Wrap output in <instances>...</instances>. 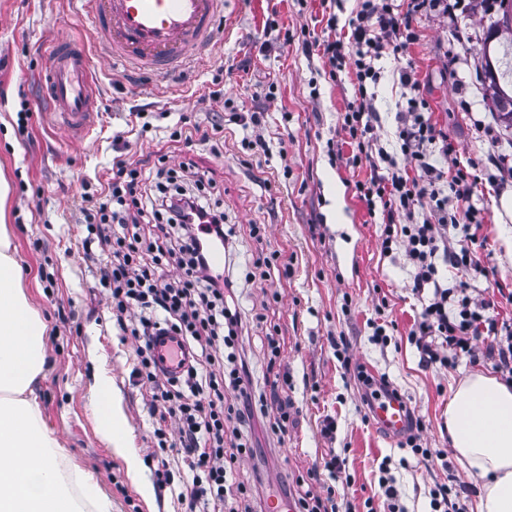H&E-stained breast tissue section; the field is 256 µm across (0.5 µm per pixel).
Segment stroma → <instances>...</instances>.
<instances>
[{
	"label": "stroma",
	"mask_w": 512,
	"mask_h": 512,
	"mask_svg": "<svg viewBox=\"0 0 512 512\" xmlns=\"http://www.w3.org/2000/svg\"><path fill=\"white\" fill-rule=\"evenodd\" d=\"M330 0H234L231 18L220 26L206 63L160 79L100 62L94 32L82 16L80 0H0V174L10 191L6 221L13 229L30 304L46 323L44 374L36 392L46 426L68 452L71 466L88 471L111 498L112 512H181L170 491L156 488L157 426L150 393L131 373L137 364L132 339L112 320L106 295L94 288L106 252L84 254L87 235L80 211L82 192H95L92 177L108 178L121 157L150 169L159 157L168 164H194L214 187L224 222L235 232L236 250L226 258L246 313H261L253 326L251 361L257 377L279 381L291 399L293 426L276 446L280 476L304 479L321 488L332 479L324 467L330 455L347 459L349 484L339 493L351 512H431L429 492L451 487L461 512H476V482L448 445L445 424L450 387L471 372L499 375L494 361L465 355L447 365H425L409 334L422 311L411 291L403 251H381V212H369L353 183L369 174L367 163L350 165L342 145L340 116L354 95V80L324 75L317 54L303 39L326 40L322 19ZM489 14H455L443 20L419 16L417 39L387 58L374 106L381 117L376 132L393 140L395 116L404 106L400 68L411 69L429 103L437 128L458 144L459 159H483L488 151L512 147V129L492 113L486 85L479 82ZM293 34L284 42V34ZM67 36L84 47L95 81L98 110L79 144L61 129L47 99L44 76L47 46ZM260 111L258 132L267 153L241 147L244 131L234 113ZM224 126V146L170 141L180 118ZM341 147L343 161L330 150ZM503 188L480 175L484 222L470 246L479 271L449 272L466 283L470 296L494 302L512 317V156L500 173ZM264 225L261 238L250 227ZM275 255L287 274L250 280L257 260ZM69 320H62L61 311ZM383 326L387 344L373 338ZM281 343L269 360L261 338ZM348 345V363L336 357V341ZM112 376L131 433V450L142 464L133 482L124 461L100 439L89 387L97 370ZM386 377L423 421L420 442L432 458L414 457L365 420L359 373ZM397 491L387 501L380 477Z\"/></svg>",
	"instance_id": "obj_1"
}]
</instances>
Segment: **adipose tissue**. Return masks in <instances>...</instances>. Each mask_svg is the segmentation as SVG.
Instances as JSON below:
<instances>
[{"mask_svg":"<svg viewBox=\"0 0 512 512\" xmlns=\"http://www.w3.org/2000/svg\"><path fill=\"white\" fill-rule=\"evenodd\" d=\"M45 325L23 291L0 224V512H112L92 477L67 468L65 452L42 420L34 385L44 361ZM97 431L123 457L132 476L141 462L128 454L130 432L108 372L90 388ZM458 462L478 486L477 512H512V385L482 372L452 388L446 422Z\"/></svg>","mask_w":512,"mask_h":512,"instance_id":"ef3b65f1","label":"adipose tissue"}]
</instances>
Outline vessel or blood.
I'll return each instance as SVG.
<instances>
[{
	"label": "vessel or blood",
	"instance_id": "obj_1",
	"mask_svg": "<svg viewBox=\"0 0 512 512\" xmlns=\"http://www.w3.org/2000/svg\"><path fill=\"white\" fill-rule=\"evenodd\" d=\"M232 0H84L100 51L126 67L161 76L203 61L215 25ZM51 101L63 125L78 134L89 129L95 111L94 80L86 55L69 40L48 50ZM156 372L177 381L196 354L184 337L163 331L150 339ZM409 407L400 397L382 398L372 409L377 425L390 437L402 436Z\"/></svg>",
	"mask_w": 512,
	"mask_h": 512
}]
</instances>
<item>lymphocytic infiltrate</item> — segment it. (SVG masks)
<instances>
[{"label":"lymphocytic infiltrate","mask_w":512,"mask_h":512,"mask_svg":"<svg viewBox=\"0 0 512 512\" xmlns=\"http://www.w3.org/2000/svg\"><path fill=\"white\" fill-rule=\"evenodd\" d=\"M449 0H358L354 15L329 14L334 38L314 42L330 79L351 71L355 98L342 115L341 128L356 159L372 162L366 180L356 181L357 197L384 214L383 252L403 248L411 265L412 290L424 306L411 336L424 361L447 364L449 352L475 356L480 333L492 338L484 355L512 375V318L489 317L488 301L471 297L463 285L445 286L443 269L472 266L467 243L452 241V225H481L474 203L477 183L458 157L455 142L427 115L429 106L410 71L400 73L409 89L397 114L398 151L379 146L373 106L381 72L378 63L398 55L415 38L416 16L447 17ZM448 157V168L435 163ZM431 202L420 218L422 199ZM155 222L149 236L138 230L145 212ZM88 235L82 243L107 246L110 258L99 270L112 318L136 342V377L151 392V409L160 452L181 454L192 476L177 500L184 512H270L262 477L241 478L239 459L261 456L252 431L260 420L266 436L284 440L291 423V401L267 395L255 383L243 343L251 321L242 311L231 277L213 273L210 249L233 251L236 242L224 228V211L212 204L190 165L169 167L159 160L145 172L124 159L112 162V175L100 190L83 194ZM406 225L396 226V216ZM167 329L186 337L197 362L180 383L153 371L150 336Z\"/></svg>","instance_id":"lymphocytic-infiltrate-1"}]
</instances>
